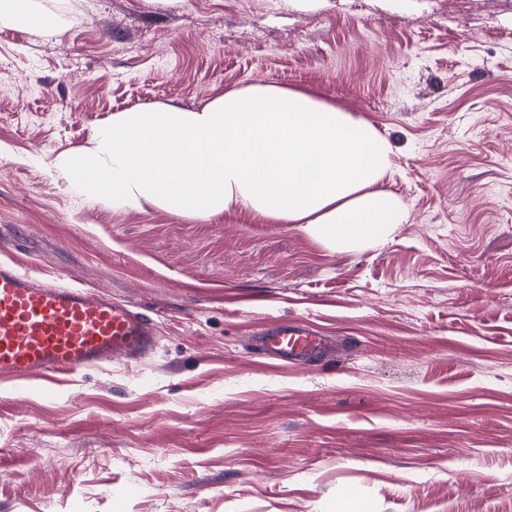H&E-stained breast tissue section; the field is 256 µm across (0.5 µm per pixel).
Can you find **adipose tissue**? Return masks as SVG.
<instances>
[{
  "label": "adipose tissue",
  "mask_w": 512,
  "mask_h": 512,
  "mask_svg": "<svg viewBox=\"0 0 512 512\" xmlns=\"http://www.w3.org/2000/svg\"><path fill=\"white\" fill-rule=\"evenodd\" d=\"M392 143L366 119L273 83L229 89L203 108L114 114L90 147L60 158L77 190L113 207L210 218L253 213L300 225L332 250L387 242L410 216L383 182Z\"/></svg>",
  "instance_id": "adipose-tissue-1"
}]
</instances>
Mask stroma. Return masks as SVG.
I'll return each mask as SVG.
<instances>
[{
	"instance_id": "obj_1",
	"label": "stroma",
	"mask_w": 512,
	"mask_h": 512,
	"mask_svg": "<svg viewBox=\"0 0 512 512\" xmlns=\"http://www.w3.org/2000/svg\"><path fill=\"white\" fill-rule=\"evenodd\" d=\"M0 25V258L153 321L152 351L16 395L0 512H512V0H34ZM256 82L358 112L410 206L386 244L118 209L56 160L112 115ZM303 323V364L254 335ZM8 21L19 26L46 27L48 19L37 12L31 0H1L0 22Z\"/></svg>"
}]
</instances>
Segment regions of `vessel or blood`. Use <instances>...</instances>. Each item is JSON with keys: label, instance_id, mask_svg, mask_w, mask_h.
<instances>
[{"label": "vessel or blood", "instance_id": "vessel-or-blood-1", "mask_svg": "<svg viewBox=\"0 0 512 512\" xmlns=\"http://www.w3.org/2000/svg\"><path fill=\"white\" fill-rule=\"evenodd\" d=\"M258 339L285 362L325 350L313 330L285 320ZM152 345V320L135 307L91 287L37 282L15 262L0 260V377L11 380L16 393L38 381L52 397L57 375L115 358L135 360Z\"/></svg>", "mask_w": 512, "mask_h": 512}]
</instances>
